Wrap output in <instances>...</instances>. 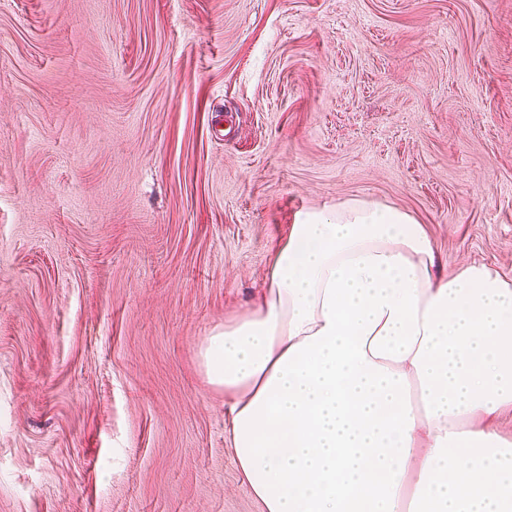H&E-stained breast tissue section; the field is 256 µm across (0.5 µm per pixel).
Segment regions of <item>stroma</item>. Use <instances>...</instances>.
Returning <instances> with one entry per match:
<instances>
[{"label":"stroma","mask_w":512,"mask_h":512,"mask_svg":"<svg viewBox=\"0 0 512 512\" xmlns=\"http://www.w3.org/2000/svg\"><path fill=\"white\" fill-rule=\"evenodd\" d=\"M351 199L512 276V0H0V512H262L198 347Z\"/></svg>","instance_id":"35a3bbf8"}]
</instances>
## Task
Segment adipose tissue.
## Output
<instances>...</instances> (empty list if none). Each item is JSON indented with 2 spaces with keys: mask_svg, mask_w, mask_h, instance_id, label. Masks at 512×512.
Listing matches in <instances>:
<instances>
[{
  "mask_svg": "<svg viewBox=\"0 0 512 512\" xmlns=\"http://www.w3.org/2000/svg\"><path fill=\"white\" fill-rule=\"evenodd\" d=\"M436 266L409 213L305 209L202 340L263 512H512V277Z\"/></svg>",
  "mask_w": 512,
  "mask_h": 512,
  "instance_id": "1",
  "label": "adipose tissue"
}]
</instances>
